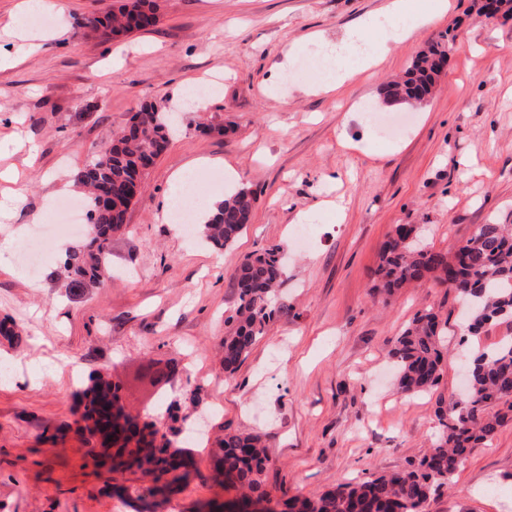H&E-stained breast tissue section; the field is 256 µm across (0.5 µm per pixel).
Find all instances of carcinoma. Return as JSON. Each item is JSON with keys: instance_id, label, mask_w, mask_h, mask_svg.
Returning <instances> with one entry per match:
<instances>
[{"instance_id": "obj_1", "label": "carcinoma", "mask_w": 512, "mask_h": 512, "mask_svg": "<svg viewBox=\"0 0 512 512\" xmlns=\"http://www.w3.org/2000/svg\"><path fill=\"white\" fill-rule=\"evenodd\" d=\"M156 25L149 0H122L117 9L84 19L82 26L105 40ZM460 38L450 28L411 62L402 80L385 87L386 97L399 104H422L435 87L436 59L447 55ZM171 137L164 113L145 104L112 140L96 150L75 176L87 196L90 232L70 247L63 259V275L71 288L104 287L109 278L112 236L124 228L127 214L141 194L149 174L148 161L159 158ZM253 213L250 189L240 188L214 206L200 222L202 241L217 249L232 246L244 233ZM413 228L395 227L384 243L375 271L379 287L391 296L413 282L432 279L452 286L466 306L469 332L477 336L494 320L512 319V224H481L466 241L448 254L422 247ZM279 249L247 257L234 279L239 299L235 324L224 336L221 364L231 377L248 357L274 314L272 299L283 277ZM437 316L417 315L395 340L391 356L396 388L404 394L434 390L444 360ZM0 336L20 344L16 323L0 319ZM469 384L465 398L449 406L438 401L435 412L441 432L419 468L379 475L361 482H338L316 495H294L280 502L278 512H425L430 494L448 484L470 451L492 441L512 421V341L492 350L468 354ZM121 385L101 373H91L73 392L74 432L87 455L109 465L114 473H140L144 480L132 488L112 485V495L128 502L134 512H164L171 496L193 477H202L190 449L176 437L194 431L181 408L194 407L202 387L187 386L169 404L166 430L153 421H139L120 400ZM266 438L260 432H227L211 450L212 478L226 489L241 492L237 500L206 501L199 512H249L255 504L270 503L261 479L267 463Z\"/></svg>"}]
</instances>
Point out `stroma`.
Returning a JSON list of instances; mask_svg holds the SVG:
<instances>
[{
    "label": "stroma",
    "instance_id": "stroma-1",
    "mask_svg": "<svg viewBox=\"0 0 512 512\" xmlns=\"http://www.w3.org/2000/svg\"><path fill=\"white\" fill-rule=\"evenodd\" d=\"M0 0V196L21 198L0 213V241L32 239L52 200L77 195L74 175L142 103L178 110V133L145 179L127 228L111 244L103 288L66 289L56 272L72 241L57 239L29 274L17 251L0 253V318L21 345L0 338V512H130L110 494L136 476L95 467L74 435L44 440L72 421L76 388L69 356L123 385L124 405L154 415L145 373L175 362L166 397L186 380L202 387L206 440L201 471L166 512L229 498L209 477L212 441L261 431L263 474L273 500L313 495L339 481L412 468L439 433L438 402L461 400L460 355L469 333L452 289L425 280L382 299L373 272L398 224H422L436 251L450 252L481 224H512V17L477 18L472 0H447L443 17L405 41L380 43L340 91L319 89L316 37L337 40L379 16L389 0H154V27L105 41L85 17L116 0H53L41 30ZM464 32L428 102L405 108L394 135L372 121L388 112L381 91L451 25ZM41 43L39 52L25 47ZM216 78L200 110L180 108L183 84ZM223 172L204 200L250 188L246 231L218 251L170 223L165 206L178 174ZM310 227L299 246L293 230ZM280 247L287 268L280 304L226 387L219 347L239 300L234 275L251 254ZM435 312L448 354L437 389L406 396L389 351L416 314ZM425 512H512V423L472 449Z\"/></svg>",
    "mask_w": 512,
    "mask_h": 512
}]
</instances>
